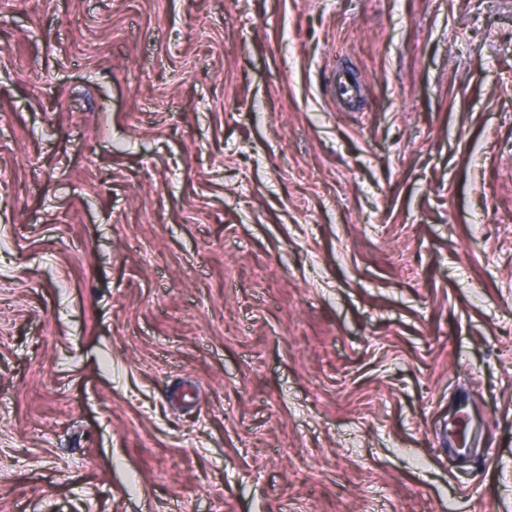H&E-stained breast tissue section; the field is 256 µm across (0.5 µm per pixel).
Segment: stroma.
Listing matches in <instances>:
<instances>
[{
	"mask_svg": "<svg viewBox=\"0 0 512 512\" xmlns=\"http://www.w3.org/2000/svg\"><path fill=\"white\" fill-rule=\"evenodd\" d=\"M175 503L512 512V0H0V512ZM343 73L344 70L340 66H337L333 73L331 89L337 105L352 101L363 91L360 85L347 83ZM457 414L463 422L464 436L462 442L458 444L460 448H456L454 454L466 455L470 453L471 447H478L482 440L483 430L474 423L466 406L460 407Z\"/></svg>",
	"mask_w": 512,
	"mask_h": 512,
	"instance_id": "35a3bbf8",
	"label": "stroma"
}]
</instances>
